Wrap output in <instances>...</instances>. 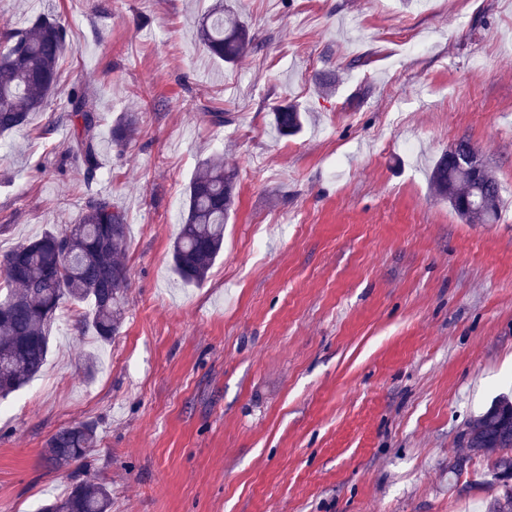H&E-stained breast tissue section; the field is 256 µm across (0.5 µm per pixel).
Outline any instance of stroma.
I'll return each instance as SVG.
<instances>
[{"mask_svg": "<svg viewBox=\"0 0 512 512\" xmlns=\"http://www.w3.org/2000/svg\"><path fill=\"white\" fill-rule=\"evenodd\" d=\"M213 2L0 0V32L42 14L68 30L46 110L0 136V252L105 193L127 216L130 280L111 340L63 304L44 371L0 401V512L86 479L112 512L488 505L463 434L512 398V0H224L256 44L233 64L199 42ZM75 93L104 117L91 180L61 159L68 127L44 132ZM288 103L308 117L284 137ZM131 111L140 134L120 150L112 121ZM461 140L501 185L496 223L430 188ZM218 150L236 173L224 252L186 285L172 242ZM76 421L97 453L47 467L46 440ZM305 113L295 105H285L277 108L273 113V126L282 136H293L301 131L305 121Z\"/></svg>", "mask_w": 512, "mask_h": 512, "instance_id": "1", "label": "stroma"}]
</instances>
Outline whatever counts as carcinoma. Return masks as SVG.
Listing matches in <instances>:
<instances>
[{
    "label": "carcinoma",
    "mask_w": 512,
    "mask_h": 512,
    "mask_svg": "<svg viewBox=\"0 0 512 512\" xmlns=\"http://www.w3.org/2000/svg\"><path fill=\"white\" fill-rule=\"evenodd\" d=\"M199 40L211 55L226 62L242 57L252 43L243 23L217 0L203 18ZM67 47V31L56 18L0 34V136L27 125L45 109ZM70 110L45 127L71 129L64 158L79 161L88 177L99 168V114L79 94ZM282 136L301 131L305 115L295 105L273 113ZM138 116L124 112L112 128V141L125 147L135 136ZM429 181L434 192L471 224L497 221L501 187L484 165L476 172L460 168L445 152ZM235 172L224 168V156L205 160L189 185L182 222L172 247L174 272L187 284L203 282L224 247V224L234 204ZM125 214L103 194L89 197L77 223L47 230L0 256V398L18 391L46 364L50 328L61 305L88 306L79 323L91 325L103 340L115 334L124 314L128 288L123 257L128 248ZM467 447L487 457V474L500 493L487 512H512V400L501 397L468 424ZM97 429L75 422L54 432L45 443L44 461L60 470L91 458L97 451ZM112 493L103 484L81 481L61 497L42 504L40 512H111Z\"/></svg>",
    "instance_id": "cac0c4a2"
}]
</instances>
